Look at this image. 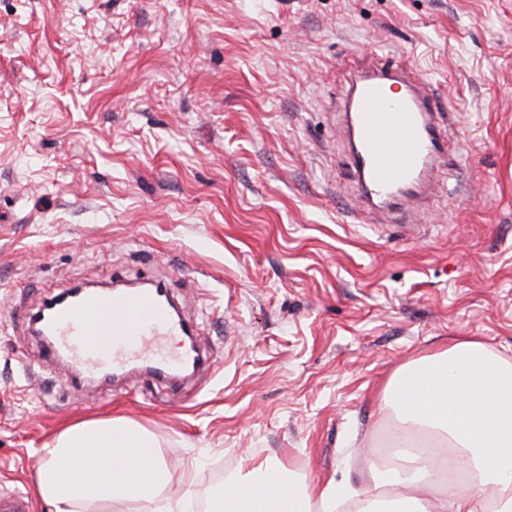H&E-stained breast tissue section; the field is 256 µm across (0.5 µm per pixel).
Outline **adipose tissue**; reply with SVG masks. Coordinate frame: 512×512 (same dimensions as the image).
<instances>
[{"label": "adipose tissue", "mask_w": 512, "mask_h": 512, "mask_svg": "<svg viewBox=\"0 0 512 512\" xmlns=\"http://www.w3.org/2000/svg\"><path fill=\"white\" fill-rule=\"evenodd\" d=\"M391 420V452L369 461L366 490L389 512H512V361L460 337L402 366L378 397ZM278 463L224 484L222 512H339L358 503L346 485L285 484ZM169 467L153 435L129 421L99 418L61 431L34 478L54 512H190L165 490Z\"/></svg>", "instance_id": "ef3b65f1"}]
</instances>
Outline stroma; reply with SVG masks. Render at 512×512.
<instances>
[{
  "mask_svg": "<svg viewBox=\"0 0 512 512\" xmlns=\"http://www.w3.org/2000/svg\"><path fill=\"white\" fill-rule=\"evenodd\" d=\"M375 49L455 115L415 226L367 223L348 165ZM118 273L195 324L201 381L45 361L33 313ZM459 336L512 359V0H0V493L100 417L202 455L176 496L269 460L362 488L386 381Z\"/></svg>",
  "mask_w": 512,
  "mask_h": 512,
  "instance_id": "1",
  "label": "stroma"
}]
</instances>
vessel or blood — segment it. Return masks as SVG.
Returning a JSON list of instances; mask_svg holds the SVG:
<instances>
[{"label":"vessel or blood","mask_w":512,"mask_h":512,"mask_svg":"<svg viewBox=\"0 0 512 512\" xmlns=\"http://www.w3.org/2000/svg\"><path fill=\"white\" fill-rule=\"evenodd\" d=\"M391 83L402 87L399 98L388 96ZM346 106L351 165L368 212L409 210L431 196L446 131L425 82L375 56L354 75ZM48 328V358L65 357L82 374L116 375L141 366L166 376L203 361L194 348L169 350L170 339L187 329L152 290L85 293L53 310Z\"/></svg>","instance_id":"obj_1"}]
</instances>
